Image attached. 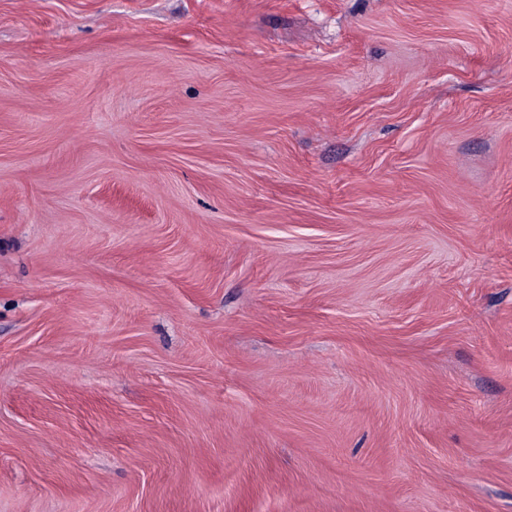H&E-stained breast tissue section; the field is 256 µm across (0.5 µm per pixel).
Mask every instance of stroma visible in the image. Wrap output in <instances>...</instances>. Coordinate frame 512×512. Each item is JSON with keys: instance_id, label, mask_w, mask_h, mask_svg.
Listing matches in <instances>:
<instances>
[{"instance_id": "stroma-1", "label": "stroma", "mask_w": 512, "mask_h": 512, "mask_svg": "<svg viewBox=\"0 0 512 512\" xmlns=\"http://www.w3.org/2000/svg\"><path fill=\"white\" fill-rule=\"evenodd\" d=\"M0 512H512V0H0Z\"/></svg>"}]
</instances>
